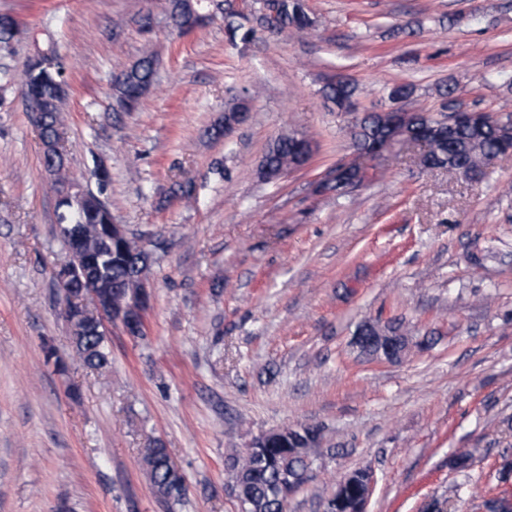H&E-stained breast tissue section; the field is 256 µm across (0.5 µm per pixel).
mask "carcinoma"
I'll return each instance as SVG.
<instances>
[{
    "label": "carcinoma",
    "mask_w": 512,
    "mask_h": 512,
    "mask_svg": "<svg viewBox=\"0 0 512 512\" xmlns=\"http://www.w3.org/2000/svg\"><path fill=\"white\" fill-rule=\"evenodd\" d=\"M217 8L224 16V29L233 45L250 43L257 31L273 33L288 31L300 37L315 27L306 0H262L261 8L253 14L249 27L236 22L238 13L231 0H168L167 15L172 25L180 28L192 17V11L206 12ZM26 35L21 24L10 14H0V46L12 48L14 42ZM156 73V61L146 55L112 78L113 110L133 112L139 106L144 93L152 87ZM21 91L27 103V112L34 116L44 146L43 164L54 165V176L50 184L58 204L70 205L66 198L74 176L68 160L56 156L54 146L63 136L61 112L70 94V84L65 78V69L56 50L49 47L38 61H28L21 82ZM357 85L349 79H340L327 84L323 89L326 99L333 102L340 112H349L356 102ZM414 89L409 84H395L388 93L390 107L381 112H366L353 118L350 126L354 154L369 155L390 131L394 119H399L402 134L425 142V153L419 159L424 170L447 169L451 172L464 170L474 175L496 161L507 160L509 155L503 145L512 133V116L502 118L504 127L487 123L466 121L454 128L447 127L443 120L418 109L407 110L403 103L409 101ZM312 140L298 132L284 134L268 147L260 166L259 174L266 181L276 180L289 170L303 166L310 154L303 151L311 147ZM341 173L336 181L321 187L338 197L347 196L345 187L366 178V170L352 160L339 166ZM99 190L83 189L79 208V223L87 244L98 252L104 251L97 225L110 224L115 220L108 203L103 198L105 179L98 180ZM148 254L139 240L128 237L121 246L112 249L106 257L104 276L112 282L113 307L138 306V289L133 276L147 273ZM87 326L73 337L75 354L80 362L94 370L106 367L110 352L104 334L89 335ZM429 345L425 339L416 344L410 342L403 322L394 319L387 322L364 321L359 324L351 346L359 355L371 360L385 358L391 352L396 358L407 356L412 348L422 350ZM323 428L315 425H298L267 433L259 443L242 453H232L225 459L230 472L235 500L240 512H287L288 491H297L313 478L317 451L323 443ZM146 464L154 492L167 500H180L186 490L185 477L172 461L168 451L160 443L145 449ZM370 471H351L337 482L331 495L321 502L324 512H362L370 494Z\"/></svg>",
    "instance_id": "cac0c4a2"
}]
</instances>
